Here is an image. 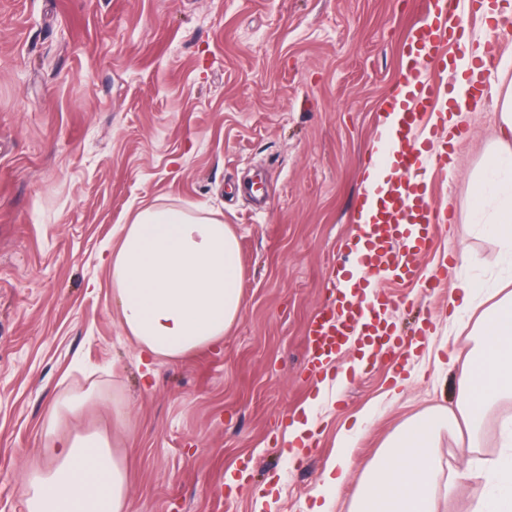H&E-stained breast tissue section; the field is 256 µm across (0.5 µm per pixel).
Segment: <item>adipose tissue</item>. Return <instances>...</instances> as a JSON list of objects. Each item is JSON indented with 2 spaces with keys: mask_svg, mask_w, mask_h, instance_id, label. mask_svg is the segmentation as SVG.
Segmentation results:
<instances>
[{
  "mask_svg": "<svg viewBox=\"0 0 512 512\" xmlns=\"http://www.w3.org/2000/svg\"><path fill=\"white\" fill-rule=\"evenodd\" d=\"M485 41L466 42L457 62L447 129L465 119L474 61L487 57ZM498 133L472 173V224L491 234L512 269V80L495 96ZM106 261L119 323L139 345L144 366L177 361L223 344L244 303L239 240L204 209L175 203L138 211L119 225ZM458 299L479 309L474 344L452 358L457 373L452 405L435 407L397 426L377 462L364 471L347 512H446L456 472H445L438 451L442 432L464 425L469 439L482 432L502 401L512 400V272L494 283L463 281ZM87 395L56 401L41 422L46 464L25 477L22 512H130L129 473L101 432H69ZM504 454L465 471L480 481L471 512H512V416L501 420Z\"/></svg>",
  "mask_w": 512,
  "mask_h": 512,
  "instance_id": "obj_1",
  "label": "adipose tissue"
}]
</instances>
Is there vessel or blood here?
Instances as JSON below:
<instances>
[{
  "label": "vessel or blood",
  "mask_w": 512,
  "mask_h": 512,
  "mask_svg": "<svg viewBox=\"0 0 512 512\" xmlns=\"http://www.w3.org/2000/svg\"><path fill=\"white\" fill-rule=\"evenodd\" d=\"M474 11H454L450 0H418L420 14L404 45L406 63L397 84L404 96L399 107L405 119L392 138V155L403 170L402 179L375 190L377 213L372 223L357 224L345 243L347 260L333 275L351 281L350 292H336L318 313L307 333L308 363L312 375L328 372L349 340L361 345L392 342L395 331L385 314L394 299L375 289L373 277L388 274L413 280L419 261L434 245L435 229L447 223L448 212L431 198L428 169H446L448 144L426 137L427 113L441 111L452 92L444 81L447 47L459 42Z\"/></svg>",
  "instance_id": "1"
}]
</instances>
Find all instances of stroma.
Wrapping results in <instances>:
<instances>
[{"mask_svg":"<svg viewBox=\"0 0 512 512\" xmlns=\"http://www.w3.org/2000/svg\"><path fill=\"white\" fill-rule=\"evenodd\" d=\"M415 0H0V512L47 461L40 422L65 394L93 391L70 431L117 429L131 512H313L341 429L369 418L343 498L394 428L448 405L436 362L467 346L473 313L453 284L500 274L496 241L470 224V175L492 142L494 94L512 78V19L476 20L494 65L433 179L447 205L420 277L388 281L395 357L330 385L314 447L282 454L316 397L306 336L330 299L365 192L364 162L402 67ZM215 212L236 232L240 322L217 349L154 365L112 306L100 257L116 225L163 203ZM448 285L423 280L440 265ZM315 401L309 399L305 402L302 407L298 410L304 419H294L286 428L284 434L285 448L291 446V448H297L295 443L298 439L304 440V435L308 431H314L316 427V419L314 417ZM285 448H282L283 450Z\"/></svg>","mask_w":512,"mask_h":512,"instance_id":"stroma-1","label":"stroma"}]
</instances>
